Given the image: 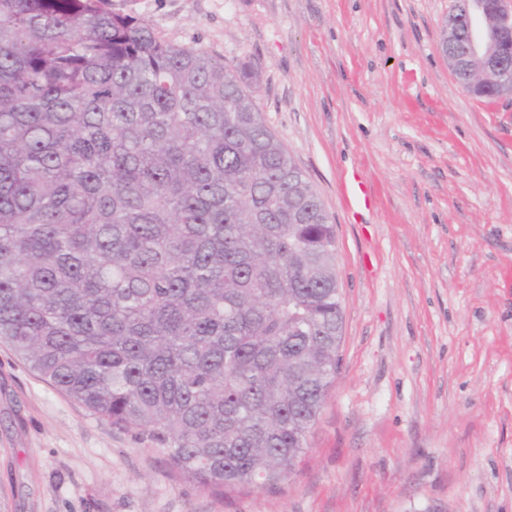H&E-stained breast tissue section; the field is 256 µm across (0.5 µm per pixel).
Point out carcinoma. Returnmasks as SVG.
<instances>
[{"label": "carcinoma", "instance_id": "carcinoma-1", "mask_svg": "<svg viewBox=\"0 0 512 512\" xmlns=\"http://www.w3.org/2000/svg\"><path fill=\"white\" fill-rule=\"evenodd\" d=\"M247 75L0 0V339L199 486L280 492L336 383V229Z\"/></svg>", "mask_w": 512, "mask_h": 512}]
</instances>
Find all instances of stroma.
Here are the masks:
<instances>
[{
  "mask_svg": "<svg viewBox=\"0 0 512 512\" xmlns=\"http://www.w3.org/2000/svg\"><path fill=\"white\" fill-rule=\"evenodd\" d=\"M108 4L253 72L336 226L339 374L287 488L219 496L0 341V512H512V98L452 74V0ZM342 185L346 202L354 216L373 208L376 201L375 195L358 172L345 174Z\"/></svg>",
  "mask_w": 512,
  "mask_h": 512,
  "instance_id": "35a3bbf8",
  "label": "stroma"
}]
</instances>
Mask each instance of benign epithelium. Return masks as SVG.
<instances>
[{
	"instance_id": "7a95c632",
	"label": "benign epithelium",
	"mask_w": 512,
	"mask_h": 512,
	"mask_svg": "<svg viewBox=\"0 0 512 512\" xmlns=\"http://www.w3.org/2000/svg\"><path fill=\"white\" fill-rule=\"evenodd\" d=\"M468 14L466 54L460 65L479 73L495 88V98L512 97V0H455L448 18V41L458 24V2Z\"/></svg>"
}]
</instances>
